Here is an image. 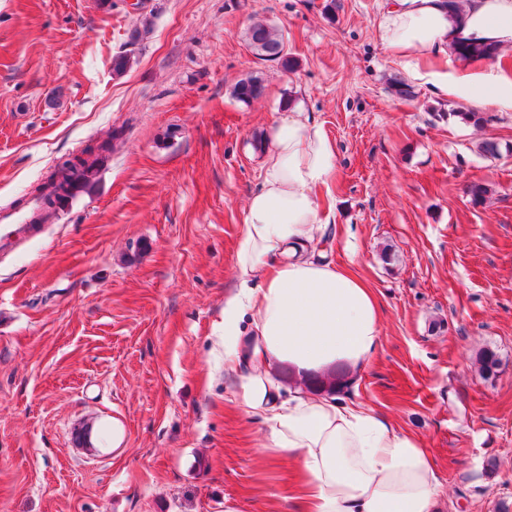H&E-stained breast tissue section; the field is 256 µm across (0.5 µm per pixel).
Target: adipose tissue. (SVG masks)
Here are the masks:
<instances>
[{"instance_id": "1", "label": "adipose tissue", "mask_w": 512, "mask_h": 512, "mask_svg": "<svg viewBox=\"0 0 512 512\" xmlns=\"http://www.w3.org/2000/svg\"><path fill=\"white\" fill-rule=\"evenodd\" d=\"M381 44L444 97L512 106V74L487 60L441 51L463 43L512 45V0H385ZM262 182L248 200L235 266L224 297V368L249 364L238 401L268 429L270 456L298 460L296 512H443L438 470L420 440L361 404L310 388L313 376H355L375 355L381 309L372 288L313 250L332 220L318 187L334 172V150L304 112L276 121L262 147ZM296 376L282 391L275 369Z\"/></svg>"}]
</instances>
